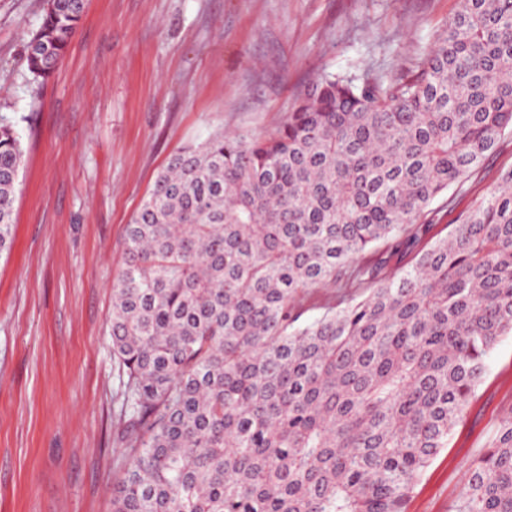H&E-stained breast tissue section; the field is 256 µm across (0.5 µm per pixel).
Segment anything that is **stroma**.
<instances>
[{"label": "stroma", "instance_id": "obj_1", "mask_svg": "<svg viewBox=\"0 0 512 512\" xmlns=\"http://www.w3.org/2000/svg\"><path fill=\"white\" fill-rule=\"evenodd\" d=\"M44 0H0V117L24 151L0 254V512H112L122 379L109 335L123 229L177 151L274 131L308 82L412 69L459 0H86L54 76L25 45ZM512 167V135L433 203L446 236ZM361 285L302 295V321ZM426 469L408 512H448L512 412V336Z\"/></svg>", "mask_w": 512, "mask_h": 512}]
</instances>
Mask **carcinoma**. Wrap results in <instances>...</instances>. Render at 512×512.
Listing matches in <instances>:
<instances>
[{
  "instance_id": "obj_1",
  "label": "carcinoma",
  "mask_w": 512,
  "mask_h": 512,
  "mask_svg": "<svg viewBox=\"0 0 512 512\" xmlns=\"http://www.w3.org/2000/svg\"><path fill=\"white\" fill-rule=\"evenodd\" d=\"M84 0H46L42 83ZM512 134V0H461L411 74L308 84L267 135L174 154L123 234L112 512H407L512 336V167L444 238L432 203ZM23 149L0 121V253ZM401 247L358 264L372 246ZM376 287L300 325L306 290ZM449 512H512V416Z\"/></svg>"
}]
</instances>
